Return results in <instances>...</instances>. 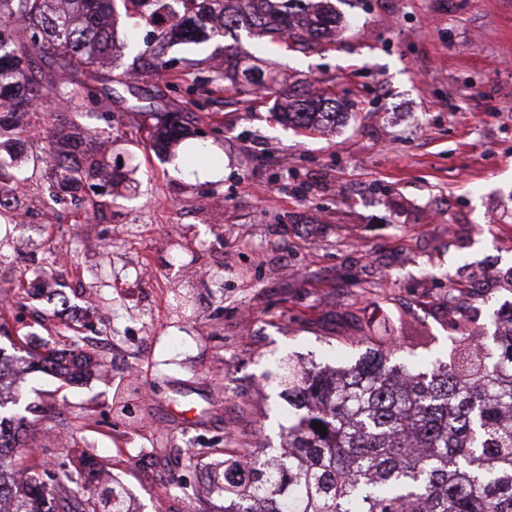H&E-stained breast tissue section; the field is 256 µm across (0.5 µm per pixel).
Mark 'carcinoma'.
<instances>
[{
    "mask_svg": "<svg viewBox=\"0 0 512 512\" xmlns=\"http://www.w3.org/2000/svg\"><path fill=\"white\" fill-rule=\"evenodd\" d=\"M116 0H0V152L38 145L27 165L61 187L99 175L95 144L105 131H76L63 112L41 107L51 97L79 111L94 84L112 81L99 66L112 55ZM133 26H150L142 76L179 78L167 49L258 30L272 42L317 48L336 30L330 0H124ZM278 119L313 130L336 123V97L288 90ZM32 120L16 123L13 115ZM0 208L22 179L3 173ZM485 333L470 316L456 322L446 360L424 371L395 363L390 336L362 330L364 351L347 368L274 365L288 403L286 447L248 471L229 449L211 471L208 493L224 512H512V305ZM80 373L92 354L70 337ZM315 422L327 435L316 431ZM23 417L0 415V512H137L118 483L84 481L95 466L83 456L47 485L37 472L18 478L11 456ZM82 486L84 492L75 490Z\"/></svg>",
    "mask_w": 512,
    "mask_h": 512,
    "instance_id": "carcinoma-1",
    "label": "carcinoma"
}]
</instances>
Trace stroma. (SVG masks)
<instances>
[{
  "label": "stroma",
  "mask_w": 512,
  "mask_h": 512,
  "mask_svg": "<svg viewBox=\"0 0 512 512\" xmlns=\"http://www.w3.org/2000/svg\"><path fill=\"white\" fill-rule=\"evenodd\" d=\"M336 9L348 25L319 50L240 31L235 49L268 77L246 92L224 85L222 38L169 48L177 84L97 86L72 119L112 126L103 149L123 180L110 206L46 209L36 176L16 202L23 223L0 215V355L18 372L0 398L29 423L20 464L87 452L141 512H221L205 492L221 449L255 464L282 443L275 358L347 365L360 352L345 340L386 318L400 360L423 369L455 333L456 283L471 286L481 324L512 303V0ZM297 83L335 92V125L275 120ZM134 99L181 113V144L141 139ZM201 165L223 178L200 180ZM66 303L84 306L80 320L62 319ZM72 328L109 342L101 376L38 369ZM127 388L141 423L116 405Z\"/></svg>",
  "instance_id": "35a3bbf8"
}]
</instances>
